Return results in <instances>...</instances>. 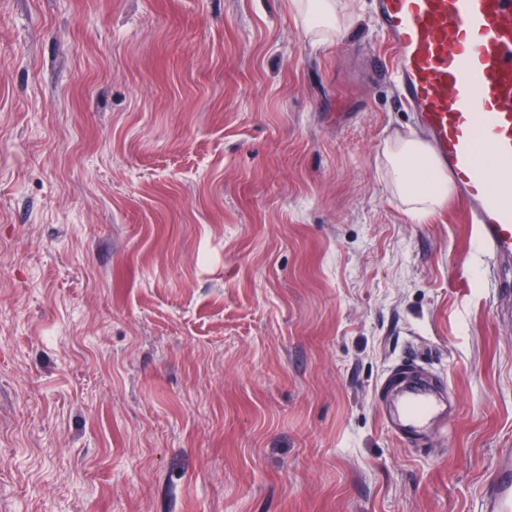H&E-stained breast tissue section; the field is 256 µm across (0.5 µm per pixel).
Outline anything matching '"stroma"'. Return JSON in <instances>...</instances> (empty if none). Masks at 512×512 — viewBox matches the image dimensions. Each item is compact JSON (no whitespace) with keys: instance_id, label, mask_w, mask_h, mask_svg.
Wrapping results in <instances>:
<instances>
[{"instance_id":"35a3bbf8","label":"stroma","mask_w":512,"mask_h":512,"mask_svg":"<svg viewBox=\"0 0 512 512\" xmlns=\"http://www.w3.org/2000/svg\"><path fill=\"white\" fill-rule=\"evenodd\" d=\"M292 0H0V512H480L512 445L503 262L457 196L404 210L420 135ZM417 357L457 412L377 410Z\"/></svg>"}]
</instances>
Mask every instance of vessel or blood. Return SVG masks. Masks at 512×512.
I'll return each instance as SVG.
<instances>
[{"label": "vessel or blood", "instance_id": "b4317fda", "mask_svg": "<svg viewBox=\"0 0 512 512\" xmlns=\"http://www.w3.org/2000/svg\"><path fill=\"white\" fill-rule=\"evenodd\" d=\"M402 109L415 113L458 187L480 243L512 258V0H372ZM380 415L399 441L447 434L454 404L416 363L393 373ZM480 512H512V448L500 449Z\"/></svg>", "mask_w": 512, "mask_h": 512}]
</instances>
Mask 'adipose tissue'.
<instances>
[{
  "instance_id": "adipose-tissue-1",
  "label": "adipose tissue",
  "mask_w": 512,
  "mask_h": 512,
  "mask_svg": "<svg viewBox=\"0 0 512 512\" xmlns=\"http://www.w3.org/2000/svg\"><path fill=\"white\" fill-rule=\"evenodd\" d=\"M393 185L416 220H424L441 208L452 184L438 169L429 146L418 138H398L384 151Z\"/></svg>"
}]
</instances>
